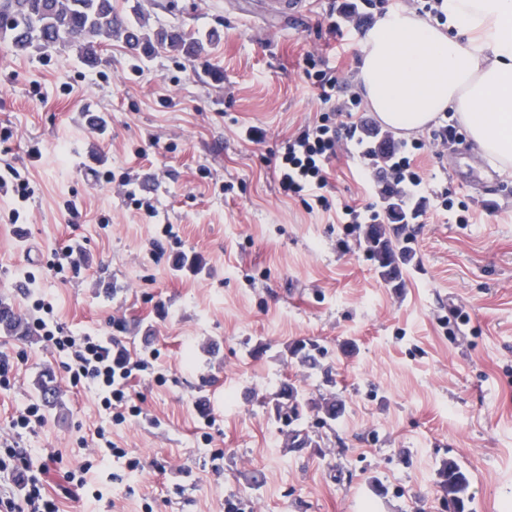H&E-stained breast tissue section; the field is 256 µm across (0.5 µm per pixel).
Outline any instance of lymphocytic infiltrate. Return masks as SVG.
<instances>
[{
  "label": "lymphocytic infiltrate",
  "instance_id": "f902f5d3",
  "mask_svg": "<svg viewBox=\"0 0 512 512\" xmlns=\"http://www.w3.org/2000/svg\"><path fill=\"white\" fill-rule=\"evenodd\" d=\"M407 3L433 20H447L443 0H328L324 13L326 37L344 38L351 32L352 19L364 24L374 14ZM303 74L316 89L320 108L315 119L300 125L284 139L274 155L275 172L284 195L299 198L308 211L335 212L337 223L351 229L385 222L416 224L431 206L455 212L456 223L470 222L469 205L455 207L448 190L430 188L414 164L417 151L425 145L439 151L459 141L462 134L457 126L447 123L432 129L427 140L387 147L385 139L375 137L374 126L359 117L361 100L357 95L347 94L346 76L330 65L322 53L305 55ZM375 150L383 152L390 161L385 173H378L369 164ZM351 151L357 152L367 181L379 183V198L360 207L345 205L336 210L323 193L328 184L327 168L341 153ZM24 278L30 308L37 314L36 328L48 346L64 354L62 367L70 382L94 389L113 425L121 426L139 418L142 409L134 401L132 383L151 373V359L131 357L118 340L109 336H74L64 332L54 318L51 300L36 285V275L28 272ZM55 458L51 452L46 462L33 464L30 453L18 447L16 441L1 439L0 472L11 473L17 492L0 498V512H58L43 480L49 461Z\"/></svg>",
  "mask_w": 512,
  "mask_h": 512
}]
</instances>
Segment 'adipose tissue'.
<instances>
[{"mask_svg":"<svg viewBox=\"0 0 512 512\" xmlns=\"http://www.w3.org/2000/svg\"><path fill=\"white\" fill-rule=\"evenodd\" d=\"M445 23L388 11L362 39L359 88L394 131L457 118L479 154L512 174V0H444Z\"/></svg>","mask_w":512,"mask_h":512,"instance_id":"1","label":"adipose tissue"}]
</instances>
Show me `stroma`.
Instances as JSON below:
<instances>
[{"label": "stroma", "instance_id": "1", "mask_svg": "<svg viewBox=\"0 0 512 512\" xmlns=\"http://www.w3.org/2000/svg\"><path fill=\"white\" fill-rule=\"evenodd\" d=\"M311 2V15L290 19L264 0H114L146 32L195 31V58L161 47L145 56L115 38L89 65L74 45L20 55L0 42V165L29 188L20 229L0 196V299L32 322L20 280L32 271L65 332L156 352L162 374L133 383L141 422L113 427L37 330L0 332V355L19 362L0 391V432L37 399L44 372L59 393L45 426L18 438L33 454L59 453L48 476L59 512H224L228 498L243 512H448L439 472L451 458L469 477L467 512H512V177L468 139L439 157L424 147V179L471 202L474 219L429 208L398 289L344 225L280 194L272 154L318 110L302 59L325 47V4ZM252 126L264 143L246 140ZM34 145L42 159L29 167ZM328 168L335 205L371 202L356 157ZM95 170L136 177L156 216ZM70 246L83 251L80 269L56 271ZM180 253L202 271L174 269ZM457 310L466 324L452 322ZM301 343L324 351L344 407L296 451L268 409L280 380L307 393L321 382L291 358ZM105 426L142 470L117 459L105 469L115 481L93 470L71 493L64 472Z\"/></svg>", "mask_w": 512, "mask_h": 512}]
</instances>
